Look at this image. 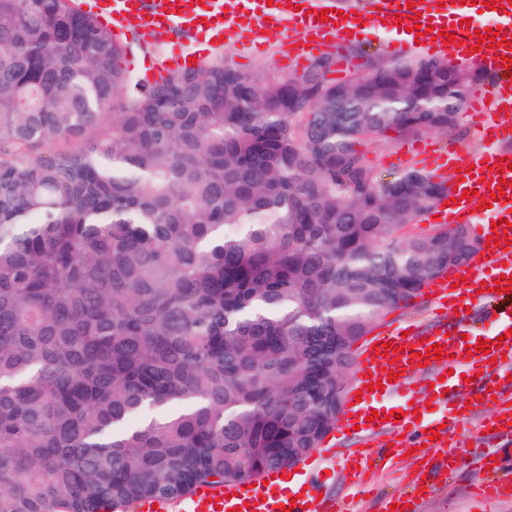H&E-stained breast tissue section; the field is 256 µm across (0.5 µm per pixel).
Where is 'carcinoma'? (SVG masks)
Instances as JSON below:
<instances>
[{
  "label": "carcinoma",
  "instance_id": "carcinoma-1",
  "mask_svg": "<svg viewBox=\"0 0 512 512\" xmlns=\"http://www.w3.org/2000/svg\"><path fill=\"white\" fill-rule=\"evenodd\" d=\"M123 52L76 0H0V512H123L303 461L353 345L479 248L466 224L404 235L446 182L361 150L456 128L474 67L142 85Z\"/></svg>",
  "mask_w": 512,
  "mask_h": 512
}]
</instances>
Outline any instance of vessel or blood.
<instances>
[{
    "instance_id": "1",
    "label": "vessel or blood",
    "mask_w": 512,
    "mask_h": 512,
    "mask_svg": "<svg viewBox=\"0 0 512 512\" xmlns=\"http://www.w3.org/2000/svg\"><path fill=\"white\" fill-rule=\"evenodd\" d=\"M492 6H505L493 24V31L505 35L507 46L481 48L473 27L466 18L478 13L471 4L445 5L441 0H378L377 9L357 16L344 11L341 0H203L190 5L189 0H85L98 20L116 33L139 30L163 35L179 29L191 34L197 45L191 54L175 53L164 69L154 70V77L176 72L188 64H201L220 37L235 39L244 54L266 53L269 35L281 33L285 50L279 64L307 66L313 59L332 49L336 43L359 37L374 27L391 33L389 47L398 52L416 51L431 56L449 57L460 62L476 61L488 66L495 82L486 96L474 98L469 112L482 141L481 150L461 148L450 153L435 151L429 141L420 140L412 149L425 160L426 169L440 176L450 172L454 182L449 194L452 209H439L440 223L475 226L482 244L469 264L452 269L427 282L425 290L436 309L456 310L454 324L437 321L435 327L420 331L389 328L365 345L346 397L347 403L336 422L337 435L357 428L364 438L353 462L363 465L377 450L368 437L386 431L396 448L434 450L435 465L445 476H452L462 459L450 449L452 429L463 425L471 407L459 397L463 377L473 378L482 405L494 407L488 425L493 428L501 450L512 448V394L504 380L512 375V289L499 293L495 286L500 276L512 275V171L504 170L502 161L512 153V0H488ZM421 32H414V25ZM448 31L450 42L433 40V33ZM502 189L499 199L490 193ZM504 234L499 244L488 243L492 233ZM485 303L491 325L486 338L492 350L477 353L478 333L468 323V306ZM391 342L398 348L397 361L384 357L382 344ZM442 344L441 357L427 355L434 344ZM376 390H369V383ZM426 394L434 404L447 405L451 418L416 416L412 406L417 394ZM377 420H370L371 412ZM399 416L388 421L389 413ZM506 462L494 455L481 491L495 497L512 488V474H505ZM329 472L315 462L305 463L298 472L272 471L266 481L224 486L202 485L178 504L168 501H144L139 512H216L225 508L234 512H342L334 498L321 495L317 484L326 481Z\"/></svg>"
}]
</instances>
